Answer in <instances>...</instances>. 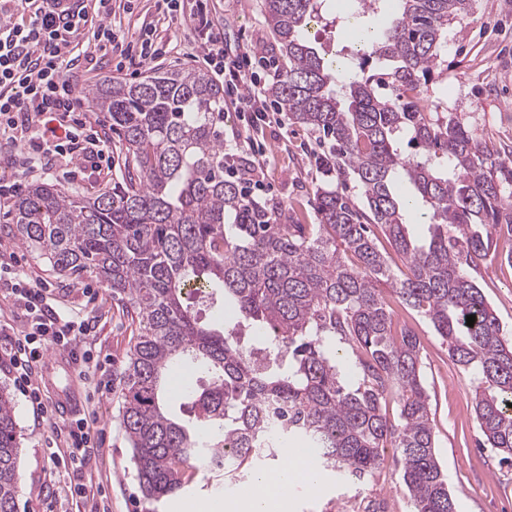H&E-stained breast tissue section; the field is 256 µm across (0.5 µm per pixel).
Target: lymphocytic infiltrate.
<instances>
[{
    "instance_id": "lymphocytic-infiltrate-1",
    "label": "lymphocytic infiltrate",
    "mask_w": 512,
    "mask_h": 512,
    "mask_svg": "<svg viewBox=\"0 0 512 512\" xmlns=\"http://www.w3.org/2000/svg\"><path fill=\"white\" fill-rule=\"evenodd\" d=\"M193 18L200 33L201 59L232 97L236 111L265 119L271 110L248 70L249 53L227 54L224 30L209 18L205 0H196ZM93 41V50L83 51L88 67L97 64L98 50L111 49L114 72H123L126 61L152 60L165 46L154 30L134 42L125 41L111 25L93 23L85 6L64 8L60 0H0V145L14 148L11 156L14 182L51 163L72 164L81 160L111 163L110 140L87 121L83 103L68 72L74 64L71 46L78 36ZM11 261L0 257V283L10 288L17 311L25 321L20 338L0 347V357L19 374L22 390L36 416L47 419L36 371L44 354L55 348L68 352L78 377L91 381L107 369L95 361L83 338L89 325L78 315L56 310L48 288L13 276ZM94 414H77L63 419L68 431V454L74 491L84 495L83 467L90 449L96 448Z\"/></svg>"
}]
</instances>
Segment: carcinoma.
I'll use <instances>...</instances> for the list:
<instances>
[{
	"mask_svg": "<svg viewBox=\"0 0 512 512\" xmlns=\"http://www.w3.org/2000/svg\"><path fill=\"white\" fill-rule=\"evenodd\" d=\"M323 2L262 0L279 50L268 96L318 134L325 161L355 180L364 208L320 189L319 223H274L267 201L224 176V91L195 69L96 83L92 104L120 138L124 171L95 195L37 182L15 203L13 224L31 251L65 275H95L129 302L136 328L118 422L150 503L184 492L202 466L223 477L300 443L355 479L392 448L412 512H457L435 454L420 338L394 326L381 284L428 319L456 365L475 371L484 442L512 465V341L468 274L497 249L501 225L512 232V154L420 105L445 29L470 0H362V14L384 2L392 19L338 90L333 62L307 38ZM404 182L429 216L425 242L408 232ZM370 224L392 252L379 249ZM188 288L205 303L231 300L267 330L264 362L234 333L202 323ZM341 344L356 354L352 370ZM177 368L206 378L178 395L191 403L186 419L170 410ZM394 395L397 421L386 413ZM19 467L14 406L0 387V512H17Z\"/></svg>",
	"mask_w": 512,
	"mask_h": 512,
	"instance_id": "obj_1",
	"label": "carcinoma"
}]
</instances>
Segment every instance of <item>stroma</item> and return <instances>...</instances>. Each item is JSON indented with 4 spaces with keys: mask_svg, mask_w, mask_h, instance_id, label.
Returning a JSON list of instances; mask_svg holds the SVG:
<instances>
[{
    "mask_svg": "<svg viewBox=\"0 0 512 512\" xmlns=\"http://www.w3.org/2000/svg\"><path fill=\"white\" fill-rule=\"evenodd\" d=\"M261 0H208L213 19L224 25V39L241 50L272 56L271 36L260 12ZM195 0H184L176 16L159 13L156 0H112L110 22L127 38L142 27L154 26L171 40L174 49L162 58L131 63L123 80L149 76L154 70L202 68L200 36L191 19ZM379 16L356 17L350 0H326L325 7L308 29V38L319 52L336 55L349 66L357 64L356 29L378 27ZM443 57L446 74L436 77L423 96L428 111L454 113L489 144L512 149V0H472L466 15L450 22ZM224 150L248 159L260 172L261 197L276 207V220L288 221L296 210L300 223L317 221L314 197L318 189L342 191L362 204L356 182L342 180L323 166L325 149L315 134L277 111L266 121L249 125L232 104L224 106ZM123 166L120 149L112 151L111 167L88 174L68 172L66 167L37 174V181L92 195L112 185V176ZM13 205L0 206V253L14 255L18 267L50 288L61 307L95 319L96 328L85 337L100 360L111 361L113 375H120L132 338L126 301L112 294L97 278H80L54 272L15 235ZM499 255L489 257L472 276L491 304L505 333L512 338V264L503 255L506 241H499ZM394 319L418 333L421 372L431 397L435 452L448 478L458 512H512V466L499 464L484 444L473 409L474 372L452 363L448 347L435 336L425 319L398 300H391ZM0 386L12 396L21 434L18 512H81L85 501L72 499L66 476L56 473L53 450H65L67 435L35 421L30 402L19 390L14 374L0 368ZM93 410L100 429V451L88 471L94 488L103 495L109 512H191L193 506L223 498L225 491L210 486L206 472H199L186 492L150 506L140 490L131 450L117 422L118 394H96ZM352 500L383 503L384 512H411L410 501L392 460L362 480H346L322 471L316 489L295 486L288 512H346Z\"/></svg>",
    "mask_w": 512,
    "mask_h": 512,
    "instance_id": "1",
    "label": "stroma"
}]
</instances>
